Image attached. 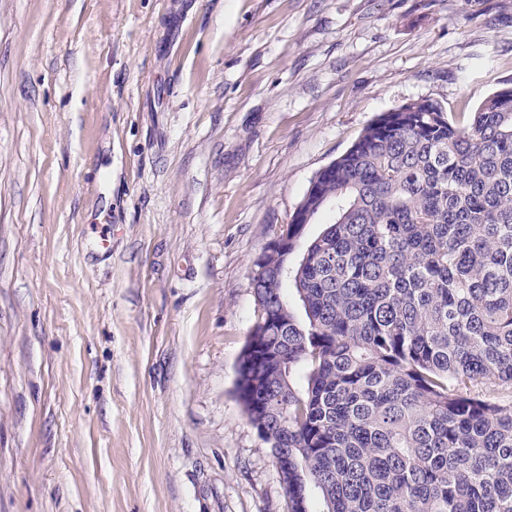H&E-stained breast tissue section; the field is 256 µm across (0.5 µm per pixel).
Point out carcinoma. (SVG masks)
I'll return each instance as SVG.
<instances>
[{"mask_svg":"<svg viewBox=\"0 0 512 512\" xmlns=\"http://www.w3.org/2000/svg\"><path fill=\"white\" fill-rule=\"evenodd\" d=\"M303 209L236 389L288 512H512V88L381 113Z\"/></svg>","mask_w":512,"mask_h":512,"instance_id":"obj_1","label":"carcinoma"}]
</instances>
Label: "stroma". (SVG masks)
<instances>
[{
    "label": "stroma",
    "mask_w": 512,
    "mask_h": 512,
    "mask_svg": "<svg viewBox=\"0 0 512 512\" xmlns=\"http://www.w3.org/2000/svg\"><path fill=\"white\" fill-rule=\"evenodd\" d=\"M510 87L512 0H0V512H287L256 257L380 113Z\"/></svg>",
    "instance_id": "1"
}]
</instances>
